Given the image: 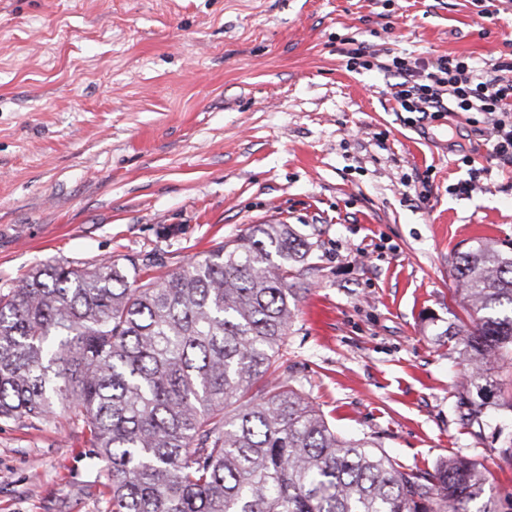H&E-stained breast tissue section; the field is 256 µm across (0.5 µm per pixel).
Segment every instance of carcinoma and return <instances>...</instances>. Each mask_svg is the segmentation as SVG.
<instances>
[{
	"mask_svg": "<svg viewBox=\"0 0 512 512\" xmlns=\"http://www.w3.org/2000/svg\"><path fill=\"white\" fill-rule=\"evenodd\" d=\"M314 243L256 224L165 277L135 264L35 267L0 294V420L70 414L107 470L111 512H498L481 464L405 467L336 434L279 348ZM448 327L465 385L512 361V253L455 265Z\"/></svg>",
	"mask_w": 512,
	"mask_h": 512,
	"instance_id": "obj_1",
	"label": "carcinoma"
}]
</instances>
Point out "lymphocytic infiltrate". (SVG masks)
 <instances>
[{
	"label": "lymphocytic infiltrate",
	"instance_id": "lymphocytic-infiltrate-1",
	"mask_svg": "<svg viewBox=\"0 0 512 512\" xmlns=\"http://www.w3.org/2000/svg\"><path fill=\"white\" fill-rule=\"evenodd\" d=\"M346 56L349 70L376 68L393 76V97L400 111L415 114L418 121L450 112L482 113L491 158L512 167V58L487 69L452 54L431 61L383 58L363 41Z\"/></svg>",
	"mask_w": 512,
	"mask_h": 512
}]
</instances>
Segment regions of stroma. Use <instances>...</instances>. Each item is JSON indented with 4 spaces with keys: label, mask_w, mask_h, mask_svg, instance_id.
Here are the masks:
<instances>
[{
    "label": "stroma",
    "mask_w": 512,
    "mask_h": 512,
    "mask_svg": "<svg viewBox=\"0 0 512 512\" xmlns=\"http://www.w3.org/2000/svg\"><path fill=\"white\" fill-rule=\"evenodd\" d=\"M0 0V294L37 265L179 270L253 224L318 246L282 348L337 433L477 460L512 512V411L468 423L454 266L512 250V168L478 112L409 124L348 38L489 67L512 0ZM474 180L459 193L457 183ZM426 188L418 199V188ZM61 412L0 421V512H110Z\"/></svg>",
    "instance_id": "35a3bbf8"
}]
</instances>
